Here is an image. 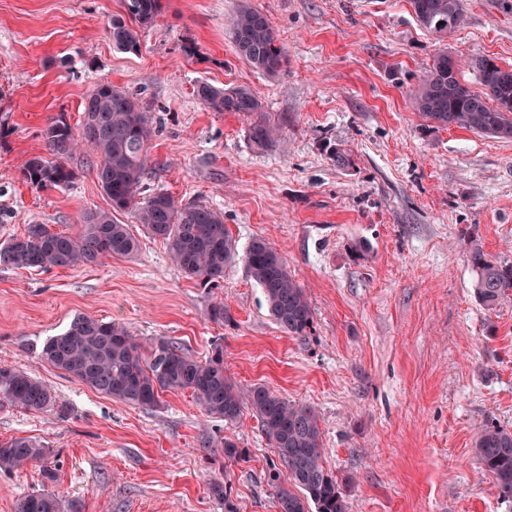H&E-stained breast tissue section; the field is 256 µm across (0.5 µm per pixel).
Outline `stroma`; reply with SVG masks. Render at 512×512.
<instances>
[{
	"label": "stroma",
	"instance_id": "35a3bbf8",
	"mask_svg": "<svg viewBox=\"0 0 512 512\" xmlns=\"http://www.w3.org/2000/svg\"><path fill=\"white\" fill-rule=\"evenodd\" d=\"M249 2L287 54L276 75L238 57L226 33L237 0H161L134 53L109 36L120 0H0V243L30 224L77 232L99 209L139 241L100 265L0 267V366L56 398L43 411L0 402V441L48 446L52 491L82 512H224L215 478L237 512H276L280 460L251 411L228 424L188 391L129 406L40 361L48 338L87 315L200 360L221 345L235 385L312 407L350 512H512L473 448L481 424L512 430V295L485 309L469 263L474 241L512 262V141L429 123L411 96L444 49L512 66V12L463 0L465 24L439 38L409 0ZM202 82L252 88L279 138L256 147L249 120L198 99ZM100 83L148 114V192L219 209L238 248L266 239L306 290L310 335L281 331L244 266L217 288L186 277L162 240L113 210L91 147L67 159L68 185L23 181L22 164L48 152L43 127L59 115L79 127ZM219 302L229 322L210 320ZM225 438L244 460L225 459ZM41 487L38 469L0 473V512Z\"/></svg>",
	"mask_w": 512,
	"mask_h": 512
}]
</instances>
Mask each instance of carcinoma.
Returning a JSON list of instances; mask_svg holds the SVG:
<instances>
[{
	"label": "carcinoma",
	"instance_id": "1",
	"mask_svg": "<svg viewBox=\"0 0 512 512\" xmlns=\"http://www.w3.org/2000/svg\"><path fill=\"white\" fill-rule=\"evenodd\" d=\"M419 24L437 35H447L463 18V0H410ZM123 13L112 16V45L134 52L141 32L153 27L161 14V0H122ZM229 35L236 53L249 66L275 75L286 63V52L268 18L240 0L230 22ZM481 89L472 90L459 79L461 63L448 51L434 56L414 90L413 103L429 122L457 126L477 134L512 141V67L489 59L473 64ZM196 96L215 112H235L251 119L250 138L264 147L278 129L264 117L263 103L247 86H197ZM152 129L147 113L134 96L114 84L93 88L84 102L83 119L73 129L64 117L52 119L41 131L50 158L35 156L21 167V176L33 187L65 185L72 173L65 161L82 145L98 156L97 178L115 209H129L137 223L164 240L172 262L204 288H217L224 273L241 263L263 291L274 322L291 336H306L313 328V310L302 288L288 271L283 257L263 238L239 252L222 212L199 202L178 203L166 192L143 195L148 141ZM76 234L55 232L46 224H30L26 233L0 245V267L49 270L82 264H100L130 257L138 241L130 226L116 222L112 213L88 211ZM476 296L486 309L495 308L512 294V263L488 260L481 247H470ZM40 360L59 368L112 399L142 408H154L164 392L191 391L204 410L233 423L247 407L257 418L288 471V486L277 487V512H348L336 478L322 464V437L315 410L296 404L254 385L243 390L224 374V350L213 348L198 360L172 341L160 338L149 352L141 350L132 332L121 323L88 316L73 319L61 335L48 339ZM40 411L54 405L52 389L15 367L0 366V402ZM475 457L492 476L498 494L512 501V431L483 424L474 442ZM50 449L24 437L0 441V472L29 466L52 482ZM212 496L224 503V512L236 508L219 479L209 482ZM16 512H82L81 504H64L49 491L19 499Z\"/></svg>",
	"mask_w": 512,
	"mask_h": 512
}]
</instances>
